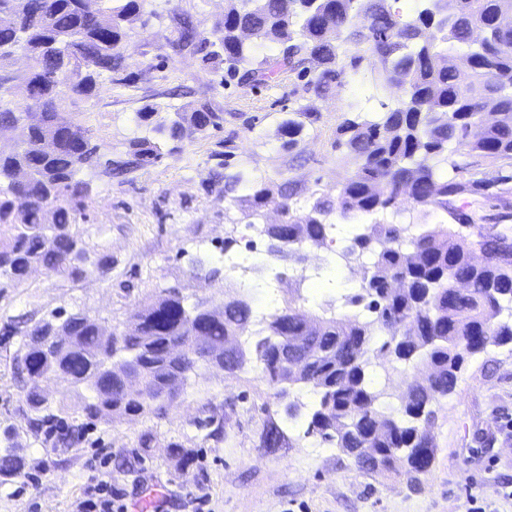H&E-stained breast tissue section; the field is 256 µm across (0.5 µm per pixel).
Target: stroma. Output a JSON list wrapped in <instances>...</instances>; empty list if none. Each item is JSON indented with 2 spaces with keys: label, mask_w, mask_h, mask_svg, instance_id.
<instances>
[{
  "label": "stroma",
  "mask_w": 512,
  "mask_h": 512,
  "mask_svg": "<svg viewBox=\"0 0 512 512\" xmlns=\"http://www.w3.org/2000/svg\"><path fill=\"white\" fill-rule=\"evenodd\" d=\"M162 30L155 21L132 33L127 65L138 74L135 85L101 78L94 101L77 102L71 113L106 158L137 136L135 113L145 99L182 112L208 101L223 110L224 128L183 140L131 184L82 170L80 179L93 187L79 221L84 246L111 256V267L82 281L38 269L25 283L0 288V328H19L0 343V430L13 428V453L22 462L18 473L0 476V512H75L102 478L112 483L114 506L128 512H463L472 496L512 512L510 344L468 358L454 392L435 404L429 429L434 463L413 484L359 468L340 449H322L318 437L306 435V419L284 421L273 388L249 366L230 374L200 365L164 413L112 415L89 424L66 448H51L30 431L28 387L12 364L28 325L81 311L109 329L131 321L140 305L171 286L188 303L223 304L224 275H193L187 261L191 253L219 256L228 236L236 238V252H245L252 236L245 225L225 223L224 205L207 187L219 140L233 135L236 165L252 177L273 185L298 181L305 198L332 194L358 168L353 156L332 147L352 106L372 120L383 104L403 95L376 86L378 64L365 58L328 96H305L320 118L291 153L282 146L279 125L296 106V79L259 88L224 85L217 71L201 70L192 55H172ZM156 59L164 68L147 69ZM272 423L283 432L276 448L263 441ZM145 432L153 435L147 448L139 444Z\"/></svg>",
  "instance_id": "obj_1"
}]
</instances>
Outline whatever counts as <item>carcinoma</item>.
Segmentation results:
<instances>
[{
  "label": "carcinoma",
  "instance_id": "1",
  "mask_svg": "<svg viewBox=\"0 0 512 512\" xmlns=\"http://www.w3.org/2000/svg\"><path fill=\"white\" fill-rule=\"evenodd\" d=\"M397 2L231 0L208 29L175 3L162 34L173 54L188 52L204 68L224 66L225 84L265 86L288 74L304 93L322 98L368 52L379 63L377 79L403 90L378 120L347 118L336 129L334 148L359 165L334 197L313 193L302 206L295 181L273 190L227 171L235 156L230 136L211 154L217 163L208 182L224 201V223L261 225L266 262L294 270L304 248L323 247L328 265L360 264L357 284L314 315L304 312L309 297L302 295L261 318L246 299L189 305L169 287L133 322L109 332L83 312L42 319L25 331L30 340L13 357L16 374L34 385L57 376L88 386L93 398L81 412L92 421L162 409L201 364L219 362L234 373L252 361L277 397L302 386L318 395L305 434L381 474L402 470L412 480L426 472L434 461L425 431L434 403L453 393L466 357L512 344V236L474 240L464 232L471 215L453 207L512 182V0H419L413 13ZM99 3L89 11L84 0H0L1 141L26 112L14 100L15 86L43 95L42 121L16 146L0 147V280L10 285L24 282L35 265L80 281L110 264L106 255L91 259L77 227L91 195L90 184L76 179L81 170L131 182L162 159L165 143L224 128V112L207 102L175 120L160 117L162 104L146 102L136 112L145 134L114 158L98 156L90 131L66 108L93 100L103 74L116 85L135 83L126 66L131 34L155 15L152 0ZM455 43L467 47L465 75L448 48ZM19 48L31 66L15 74L7 66ZM312 61L319 65L314 76ZM317 121L309 105L289 112L280 124L288 149ZM487 158L502 161L493 178L481 170ZM271 203L280 214L276 224L264 221ZM402 207L440 211L454 223L444 219L418 233L410 223L355 224L347 244L332 247L333 217ZM233 210L243 219H232ZM381 357L396 369L431 367L427 379L407 383L396 415L385 412V390L375 389L368 374L371 359ZM26 406L30 430L56 447L83 428L65 405L34 390ZM20 467L9 449L0 453L1 476Z\"/></svg>",
  "mask_w": 512,
  "mask_h": 512
}]
</instances>
